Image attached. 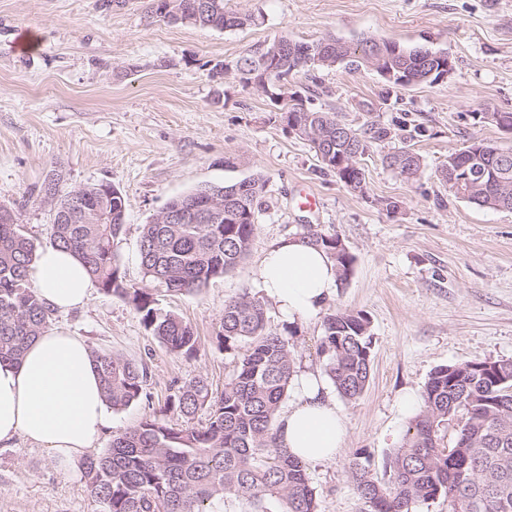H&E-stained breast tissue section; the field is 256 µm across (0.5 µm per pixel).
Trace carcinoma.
<instances>
[{"label": "carcinoma", "mask_w": 512, "mask_h": 512, "mask_svg": "<svg viewBox=\"0 0 512 512\" xmlns=\"http://www.w3.org/2000/svg\"><path fill=\"white\" fill-rule=\"evenodd\" d=\"M182 17L174 24L224 30L242 27L254 17L228 10L224 0H181ZM272 41L236 61L248 84L253 65L272 53L280 57L271 92L288 99V79L343 65L419 75L438 81L448 52L405 47L395 41L361 36H329L317 41ZM323 167L347 188L365 185L362 158L370 141H383L389 128L372 123L355 129L337 113L306 108L296 115ZM345 161L344 168L336 167ZM388 168L411 179L422 168L418 153L402 147L383 158ZM448 190L480 207L512 211V149L474 141L448 154L439 169ZM229 185H204L171 199L167 207L193 208L196 221H152L142 225L138 244L142 276L167 290L192 293L234 269L250 250L255 224L234 223L228 214H255L264 180L248 178ZM85 210L96 220L53 219L51 244L72 252L106 294L134 304L151 335L174 354H190L196 336L190 324L157 307L150 294L128 286L118 243L123 234L125 203L110 183L80 190ZM224 200V216L214 224L207 201ZM303 239L336 263L338 282L347 280L352 257L336 235L309 229ZM35 243L14 215H0V359L18 360L28 344L48 326L52 311L36 294L32 280ZM217 338L229 349L247 344L224 383L213 393L206 379L184 385L168 408L191 420L204 410L198 428H173L155 413L133 428L112 435L101 455L84 463L87 488L102 512H220L227 500L242 512H318L316 491L307 466L273 444V424L288 393L296 362L288 340L268 328L263 300L248 294L224 302ZM372 335L368 317L338 310L325 317L319 352L324 372L347 400L359 398L371 376ZM106 402L121 409L138 402L148 370L119 354H93ZM436 368L423 391V407L412 419L403 443L387 458L377 477L359 457L349 464L358 494L372 512H415L419 503L443 499L448 512H512V359Z\"/></svg>", "instance_id": "1"}]
</instances>
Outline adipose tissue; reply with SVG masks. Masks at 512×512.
I'll return each instance as SVG.
<instances>
[{"label": "adipose tissue", "instance_id": "adipose-tissue-1", "mask_svg": "<svg viewBox=\"0 0 512 512\" xmlns=\"http://www.w3.org/2000/svg\"><path fill=\"white\" fill-rule=\"evenodd\" d=\"M266 297L288 321L317 314L335 295L336 268L324 251L300 238L281 239L256 270ZM32 281L54 313L85 306L94 284L81 262L54 245L35 252ZM293 397L274 421L278 447L306 465L336 457L347 433L320 372L304 369L291 381ZM111 416L89 345L63 326L45 328L17 360L0 361V447L25 439L61 466L92 450Z\"/></svg>", "mask_w": 512, "mask_h": 512}]
</instances>
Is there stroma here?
<instances>
[{
    "label": "stroma",
    "instance_id": "obj_1",
    "mask_svg": "<svg viewBox=\"0 0 512 512\" xmlns=\"http://www.w3.org/2000/svg\"><path fill=\"white\" fill-rule=\"evenodd\" d=\"M255 24L212 30L150 16L148 0H0V206L12 209L37 246L50 242L54 204L41 188L59 172L62 192L102 182L125 200L119 252L133 288L147 292L196 334L191 355L170 353L147 331L129 298L97 290L89 305L53 324L83 336L94 352L145 364L148 397L113 411L115 432L165 408L178 389L204 377L219 392L245 344L224 349L216 333L225 300L260 295L256 269L274 241L306 229L338 235L353 258L328 311L361 312L373 334L370 383L357 400L337 398L347 422L341 453L308 470L319 512H369L349 475L354 454L383 474L412 420L405 393H422L439 366L512 359V212L455 196L438 170L474 140L512 148L493 112H512V0H225ZM27 46L19 48L18 35ZM361 34L448 51L442 81L393 91L366 69L333 67L291 88L308 107L339 112L360 128L376 121L391 137L370 142L364 192L349 190L289 130L260 89L244 86L238 58L285 37L311 41ZM228 64L211 78L214 64ZM417 152L407 180L382 159ZM232 166H225V159ZM263 175L252 246L235 269L190 294L166 291L138 267L141 227L172 199L203 184ZM317 198L303 208L304 194ZM297 369L322 370L323 315L288 322L267 308ZM82 465L60 467L24 440L0 447V512H99Z\"/></svg>",
    "mask_w": 512,
    "mask_h": 512
}]
</instances>
